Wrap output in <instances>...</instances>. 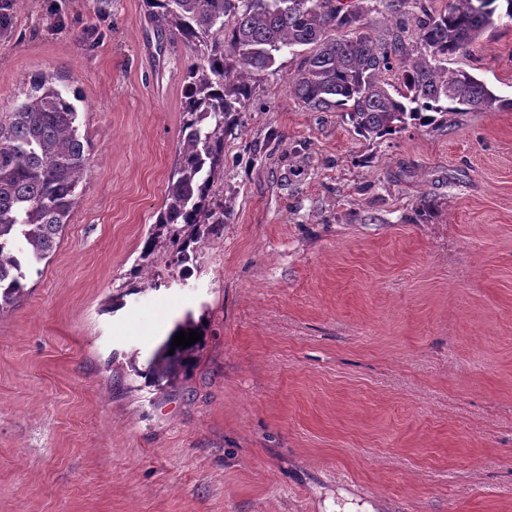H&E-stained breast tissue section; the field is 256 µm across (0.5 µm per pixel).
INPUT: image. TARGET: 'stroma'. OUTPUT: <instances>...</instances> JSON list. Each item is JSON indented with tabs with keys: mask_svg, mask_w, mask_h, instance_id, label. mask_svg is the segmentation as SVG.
Returning <instances> with one entry per match:
<instances>
[{
	"mask_svg": "<svg viewBox=\"0 0 512 512\" xmlns=\"http://www.w3.org/2000/svg\"><path fill=\"white\" fill-rule=\"evenodd\" d=\"M193 60L142 0H0V112L44 77L89 155L0 315V512H512V111L369 141L282 54L224 140L223 235L154 289ZM453 64L512 98V20ZM187 319L194 370L145 384Z\"/></svg>",
	"mask_w": 512,
	"mask_h": 512,
	"instance_id": "1",
	"label": "stroma"
}]
</instances>
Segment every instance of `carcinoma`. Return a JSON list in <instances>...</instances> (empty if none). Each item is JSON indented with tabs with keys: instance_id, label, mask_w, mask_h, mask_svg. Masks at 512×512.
I'll return each instance as SVG.
<instances>
[{
	"instance_id": "obj_1",
	"label": "carcinoma",
	"mask_w": 512,
	"mask_h": 512,
	"mask_svg": "<svg viewBox=\"0 0 512 512\" xmlns=\"http://www.w3.org/2000/svg\"><path fill=\"white\" fill-rule=\"evenodd\" d=\"M148 16L170 38L195 52L186 69L178 158L143 258L159 252L182 279L198 250L224 231L230 208L217 201L215 180L224 171V139L240 123L256 77L279 55L309 46L293 84L296 97L316 110L334 109L366 138L394 136L437 115L512 110L466 69L448 60L467 51L494 25L498 9L512 20V0H451L434 13L423 0H384L396 33L380 44L366 32L370 8L340 0H143ZM414 22L420 51L406 57V20ZM345 30L341 39L329 36ZM401 67L395 92L382 74ZM73 102L43 80L26 99L0 113V315L27 293V273L58 247L77 207L88 157L78 135ZM202 328L187 319L148 359L138 377L163 388L188 375L204 345L172 346L178 332ZM173 354H168L169 350Z\"/></svg>"
}]
</instances>
